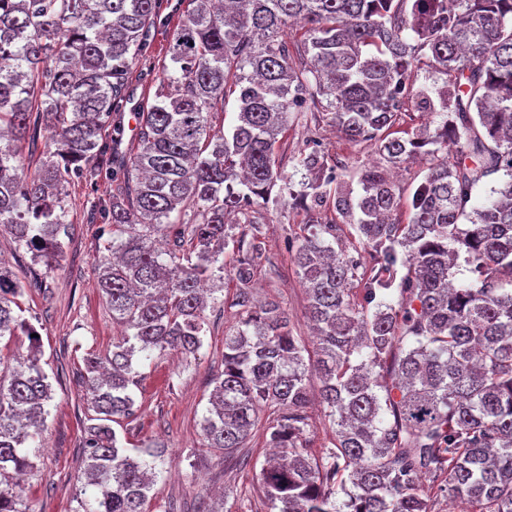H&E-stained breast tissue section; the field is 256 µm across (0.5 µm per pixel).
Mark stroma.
I'll return each instance as SVG.
<instances>
[{"mask_svg": "<svg viewBox=\"0 0 512 512\" xmlns=\"http://www.w3.org/2000/svg\"><path fill=\"white\" fill-rule=\"evenodd\" d=\"M192 8L191 0H166L161 19L150 32L149 50L137 59L131 71L130 99L122 120H129L130 109L152 101L172 36ZM314 148L328 163L339 160L351 169L378 161L370 144L347 142L330 120L316 122L309 113H300L282 138L279 150L280 165L291 174L293 190H300L302 180L294 171V158ZM431 163L430 156L420 154L395 170L401 196L397 223L409 221L412 189L423 180ZM111 191V184L105 181L92 189L83 180L69 179L64 187L69 236L64 241L65 254L56 267L34 262L30 253L17 249L8 234H0V262L29 284L19 299L21 315L38 334L40 364L52 385L46 445L31 449L34 467L23 482L29 512L79 509L76 493L84 471V428L93 415L80 371L87 354L111 355L112 339L120 332L96 287L99 225L92 210ZM248 219L257 222L262 241V257L249 285L253 303L279 302L288 313L295 335L310 339L307 298L292 262L304 222L303 211L273 206L253 208L246 215L235 212L225 217L229 234L239 235ZM36 277L41 287H31ZM237 288L233 275L225 274L224 300L207 309L209 331L196 354L165 353L138 364L141 377L133 390L135 413L113 425L123 446L147 449L163 457L157 467L159 496L154 512H164L170 504L180 506L182 512H194L198 502L213 503L218 491L225 494V512H237V492L255 486L269 453L264 438L253 437L249 465L231 469L224 464L223 451L202 447L199 435L212 380L224 369V331L237 314L233 306Z\"/></svg>", "mask_w": 512, "mask_h": 512, "instance_id": "obj_1", "label": "stroma"}]
</instances>
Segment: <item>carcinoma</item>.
<instances>
[{"label": "carcinoma", "mask_w": 512, "mask_h": 512, "mask_svg": "<svg viewBox=\"0 0 512 512\" xmlns=\"http://www.w3.org/2000/svg\"><path fill=\"white\" fill-rule=\"evenodd\" d=\"M193 2L139 110L137 150L116 164L114 121L160 0H0V231L50 268L68 236L67 180L115 184L94 216L98 288L122 333L112 355H87L80 372L95 416L79 512H151L158 455L127 452L110 425L135 412L133 359L202 347L207 300L224 284V215L288 201L305 213L294 264L317 346L294 334L277 301L236 321L201 423L202 446L230 464L248 463L259 426L279 449L241 508L257 497L267 512H432L443 498L512 512V0ZM290 22L303 40L285 37ZM421 57L444 77L436 101L413 79ZM234 92L236 123L216 139L213 119ZM411 105L436 111L435 131L390 136ZM299 112L329 116L389 166L436 160L409 223L394 222L400 197L380 166L361 170L355 199L339 174L290 191L279 136ZM40 128L49 149L30 175L18 142ZM295 160L329 168L315 151ZM493 175L476 204L475 187ZM333 182L366 265L327 242H339L340 225L315 220ZM254 231L233 240L241 308L261 251ZM460 258L470 278L455 283ZM29 285L41 287L0 266V341L28 328L15 308ZM312 370L327 448L308 439ZM51 399L35 353L0 351V512H27L19 476Z\"/></svg>", "instance_id": "carcinoma-1"}]
</instances>
